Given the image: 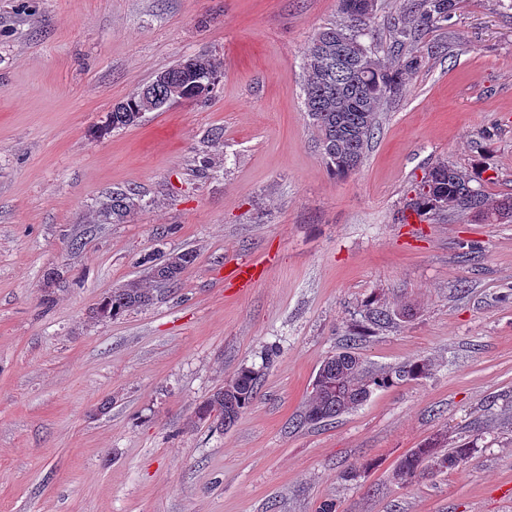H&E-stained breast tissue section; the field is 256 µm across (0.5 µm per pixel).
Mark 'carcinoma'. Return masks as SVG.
<instances>
[{
	"label": "carcinoma",
	"mask_w": 512,
	"mask_h": 512,
	"mask_svg": "<svg viewBox=\"0 0 512 512\" xmlns=\"http://www.w3.org/2000/svg\"><path fill=\"white\" fill-rule=\"evenodd\" d=\"M355 0H338L340 20L324 27L304 51V78L302 91L304 108L318 132V145L330 170L345 176L355 170L364 157L365 148L373 138L378 112L402 84V75L418 69L415 57L403 55L407 45L416 40L423 30L441 25L451 18L456 0H406L405 19L393 24L391 51L402 58L394 69L381 59L378 48L369 42L376 15L357 17ZM205 66L193 85L197 101L209 100L217 78L219 63L202 55ZM187 81L186 68L178 62L125 100V111L111 112L105 129L134 126L142 121V93L156 100L167 97L173 85ZM469 176L441 162L432 167L411 204L417 215L440 217L433 205L437 193L455 198L458 208L481 210L486 202L480 190L470 185ZM137 206L133 194L121 188L112 191L104 216L112 221L123 220ZM195 261L192 251L150 254L141 259L146 267L145 278L130 281L112 289L91 309L93 319H114L126 312L150 305L154 293L161 292L178 281L182 272ZM393 322L392 313L370 300L364 305L361 321L349 334L350 345L326 358L315 378L318 387L306 402L300 423L321 424L347 413L377 390L405 381L418 380L430 374L431 362L425 358L406 361L382 372L371 370L354 351L358 339ZM261 371L243 367L201 403L189 420L192 426L202 423L221 428L232 426L239 415L256 399L261 382ZM475 451L474 445L463 443L446 451L435 442L410 450L393 471L394 479L407 485L425 474L449 473L463 468Z\"/></svg>",
	"instance_id": "obj_1"
}]
</instances>
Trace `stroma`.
Masks as SVG:
<instances>
[{"label":"stroma","instance_id":"1","mask_svg":"<svg viewBox=\"0 0 512 512\" xmlns=\"http://www.w3.org/2000/svg\"><path fill=\"white\" fill-rule=\"evenodd\" d=\"M338 18V0H0V512H512V221L407 219L441 161L488 206L512 199V0H456L408 46L420 67L344 177L302 94L304 48ZM200 53L220 64L208 102L105 129ZM117 185L139 202L121 224L102 210ZM184 250L174 292L91 319L138 259ZM230 263L264 277L239 292ZM372 297L396 318L357 353L430 375L300 424ZM244 366L255 402L190 426ZM440 437L474 443L467 467L398 484Z\"/></svg>","mask_w":512,"mask_h":512}]
</instances>
